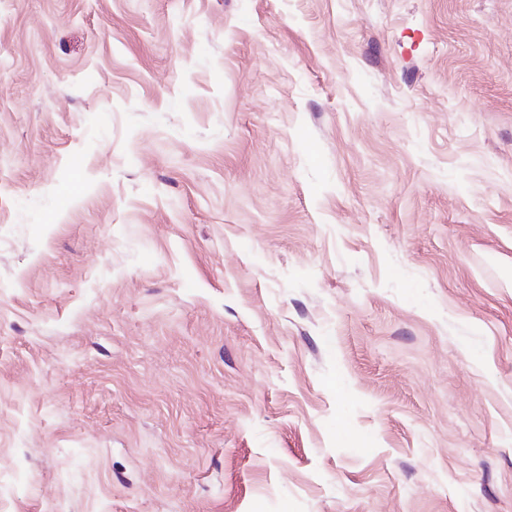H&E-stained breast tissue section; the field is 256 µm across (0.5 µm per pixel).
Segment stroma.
Masks as SVG:
<instances>
[{"label":"stroma","instance_id":"obj_1","mask_svg":"<svg viewBox=\"0 0 512 512\" xmlns=\"http://www.w3.org/2000/svg\"><path fill=\"white\" fill-rule=\"evenodd\" d=\"M0 512H512V0H0Z\"/></svg>","mask_w":512,"mask_h":512}]
</instances>
